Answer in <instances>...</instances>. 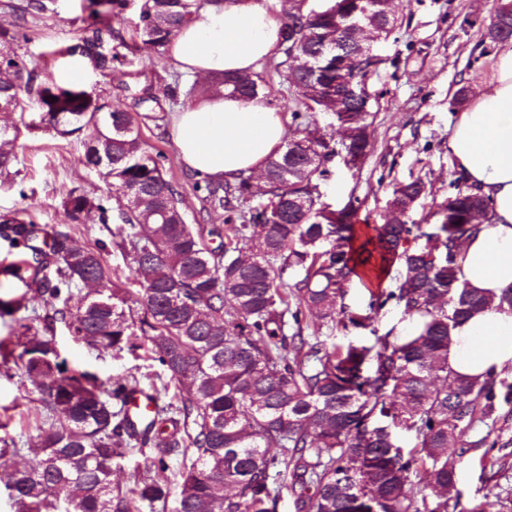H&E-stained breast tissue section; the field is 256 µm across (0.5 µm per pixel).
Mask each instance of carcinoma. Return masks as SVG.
Masks as SVG:
<instances>
[{
    "mask_svg": "<svg viewBox=\"0 0 512 512\" xmlns=\"http://www.w3.org/2000/svg\"><path fill=\"white\" fill-rule=\"evenodd\" d=\"M129 2L87 0L92 35L76 49L103 72L117 59L103 52L112 16ZM206 3L140 0L143 43L165 48ZM397 26L384 0H337V10L324 15L293 0L272 66L304 111L292 113L296 131L268 161L263 185L250 175L204 183L205 201L229 231L214 249L187 224L162 154L146 147L136 118L81 87L42 79L10 51L18 28L0 27V98L21 118L37 106L39 124L61 138L94 128L84 164L104 176L108 191L72 189L63 205L75 222L95 213L102 224L117 223L112 236L132 257L140 283L135 310L111 281L101 252L71 246L68 231L47 232L21 211L0 217V239L19 255L0 266V275L43 304L17 318L22 351L16 356L0 343V362L18 357L55 418L28 449L26 465L5 460L21 449L0 448V483L13 512H278L285 487L295 512H457L447 493L458 461L472 448L495 447L490 423L512 406V384L499 374L481 380L448 369L453 329L492 303L458 277L462 245L492 203L457 170L435 224L408 222L424 192L419 179L392 187L391 220L374 227L353 224V202L332 209L321 200L338 151L320 134L316 115L332 114L350 131L341 141L345 164L366 155L378 94L357 97L348 85L369 83L382 60L367 58L355 72L341 63L361 55L358 29L385 40ZM334 36L338 54L321 56L323 41ZM511 38L512 0H505L483 40ZM262 82L253 73L225 75L220 84L250 102L262 94ZM19 134L16 125L0 126L1 186L11 176ZM246 230L257 239L249 254L240 248ZM364 267L380 281L393 270L396 276L353 307L350 286ZM88 282L98 289L71 308ZM25 301L24 293L0 297V317L26 309ZM389 305L418 320L413 335L378 334L376 318ZM310 315L327 334H304ZM58 321L102 351L143 341L163 373L185 384L178 405L155 408L136 429L112 401L140 389L137 379L107 389L69 369L55 341ZM354 330L373 340L338 341L339 333ZM482 425L483 436L467 439ZM399 430L413 447L398 445ZM148 444L150 466L159 472L184 461L175 491L136 473L130 489L113 484L114 470ZM422 475L430 496L420 487Z\"/></svg>",
    "mask_w": 512,
    "mask_h": 512,
    "instance_id": "obj_1",
    "label": "carcinoma"
}]
</instances>
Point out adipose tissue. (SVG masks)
<instances>
[{"mask_svg":"<svg viewBox=\"0 0 512 512\" xmlns=\"http://www.w3.org/2000/svg\"><path fill=\"white\" fill-rule=\"evenodd\" d=\"M281 24L251 0H211L200 20L168 45L176 66L207 81L224 73H253L275 55ZM173 141L187 172L202 181L232 182L264 170L287 133L280 112L214 89L172 113ZM448 157L493 209L463 246L459 277L487 296L512 288V40L502 43L488 86L460 112ZM512 366V310L489 306L452 332L448 366L484 377Z\"/></svg>","mask_w":512,"mask_h":512,"instance_id":"1","label":"adipose tissue"}]
</instances>
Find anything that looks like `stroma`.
I'll use <instances>...</instances> for the list:
<instances>
[{
	"label": "stroma",
	"instance_id": "35a3bbf8",
	"mask_svg": "<svg viewBox=\"0 0 512 512\" xmlns=\"http://www.w3.org/2000/svg\"><path fill=\"white\" fill-rule=\"evenodd\" d=\"M18 0H0V26L24 22L27 37L11 49L42 76L82 87L112 106L131 112L142 140L165 157V175L178 192L186 221L205 235L209 247L218 238L209 230L219 217L207 216L203 194L184 169L169 132L168 113L186 105L185 96H172L173 86L188 88L190 78L179 76L173 61L143 44L136 33L137 7L112 19V39L106 50L119 54L121 63L112 75L96 70L90 61L71 51L88 26L83 0H56L52 11L20 20L13 6ZM402 24L388 40L376 44L384 59L370 84L379 107L370 127L372 148L356 168L341 161L330 165L332 174L321 185L322 199L332 208L356 198L358 224H382L393 183L422 177L426 192L412 221L435 223L439 203L451 192L453 166L447 142L459 113L452 97L460 86L477 89L493 72L494 57H481V40L493 17L497 0H393ZM83 138L54 137L42 127L23 130L15 144L18 156L13 186H0V214L26 211L39 224L65 226L76 245L93 248L106 242L104 263L117 287L137 290V274L130 257L110 242L111 236L96 216L71 220L62 201L70 189L93 194L108 187L83 164ZM63 358L72 367L94 373L101 382L135 374L148 381L157 370L144 351L101 352L71 336L64 323L56 325ZM49 419L42 411L38 389L15 364H0V445H37ZM497 444L471 449L458 465V479L450 497L471 507L485 494L512 491V410H502L493 434Z\"/></svg>",
	"mask_w": 512,
	"mask_h": 512
}]
</instances>
